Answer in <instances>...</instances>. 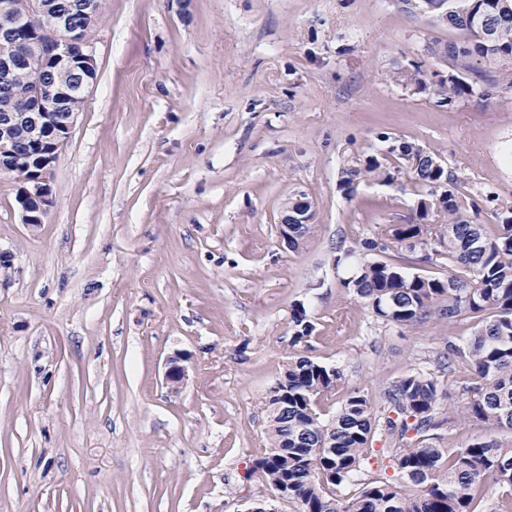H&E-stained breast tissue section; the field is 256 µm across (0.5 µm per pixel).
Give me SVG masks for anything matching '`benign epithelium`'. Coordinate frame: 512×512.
<instances>
[{"label":"benign epithelium","mask_w":512,"mask_h":512,"mask_svg":"<svg viewBox=\"0 0 512 512\" xmlns=\"http://www.w3.org/2000/svg\"><path fill=\"white\" fill-rule=\"evenodd\" d=\"M102 3L82 0L81 18L76 20L48 0H0V76L8 81L22 67L47 63L54 64L60 76L50 89L33 87L22 111L0 118V152H11L18 134L34 149L35 171L20 183L17 193L21 221L28 227L42 224L49 212L52 172L96 79L95 43L83 41L78 56L72 55L71 47L81 27L100 18ZM309 221L307 203L296 202L281 219L283 236H288V225ZM187 377L181 358L170 359L166 382L177 389Z\"/></svg>","instance_id":"obj_1"}]
</instances>
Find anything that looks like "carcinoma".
<instances>
[{"label":"carcinoma","mask_w":512,"mask_h":512,"mask_svg":"<svg viewBox=\"0 0 512 512\" xmlns=\"http://www.w3.org/2000/svg\"><path fill=\"white\" fill-rule=\"evenodd\" d=\"M459 34L424 43L426 56L448 66L427 76L411 62L394 73L396 81L429 92L440 106L460 100L512 101V0H402ZM480 17L492 44L478 36L471 21ZM53 71L34 67L0 85V113L26 105L29 89L50 85ZM386 154L367 155L343 168L339 188L347 195L360 181L390 183L401 173L422 189L403 224H385L374 237L358 240L375 255L346 281L363 304L387 323L418 325L433 316L457 322L477 320L466 347L454 352L473 382L462 386L464 414L481 432L466 444L442 443L439 417L447 389L436 374L417 368L384 392L387 415L380 418L358 391L341 399L336 416L321 418V403L338 393L342 372L309 356L294 357L268 389L269 424L262 448L253 449L248 477L297 505L296 512H512V204L481 187L476 194L448 173L440 156L414 142H390ZM486 207L496 224L470 219ZM445 265L448 279L409 275L411 260ZM292 345L315 331L305 307L294 305ZM384 447L372 448L376 433ZM388 458L394 475L374 473L377 455ZM350 486L342 497L337 491Z\"/></svg>","instance_id":"carcinoma-1"}]
</instances>
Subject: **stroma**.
<instances>
[{"mask_svg":"<svg viewBox=\"0 0 512 512\" xmlns=\"http://www.w3.org/2000/svg\"><path fill=\"white\" fill-rule=\"evenodd\" d=\"M448 36L400 0H103L43 224L0 175V512H247L270 498L247 470L290 355L340 368L380 414L390 382L465 346L466 320L384 324L343 285L358 257L330 256L417 197L404 174L339 189L381 132L512 202V106L440 107L394 78L443 71L422 47ZM294 194L313 211L295 251ZM297 303L316 331L295 346ZM464 379L444 377L454 447L475 433ZM296 199V198H295ZM293 198H289L288 207H286L285 215L281 219L282 233L283 239L288 244V247L291 249H297L300 240L303 237L296 238L294 232L292 230H288V224H307L306 233L309 230V221H310V213L308 211V205L305 201H297L295 205L291 208L290 212H288V208L293 204Z\"/></svg>","mask_w":512,"mask_h":512,"instance_id":"1","label":"stroma"}]
</instances>
